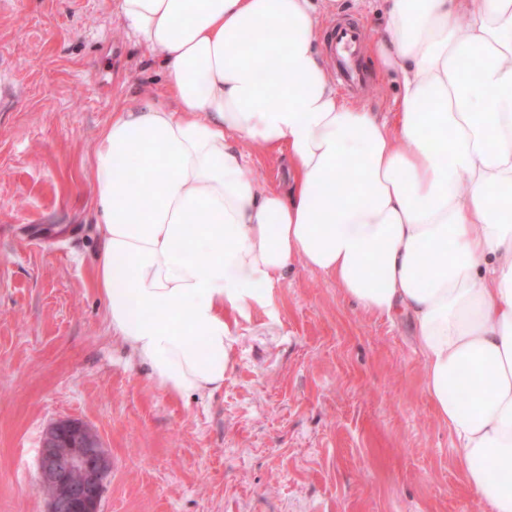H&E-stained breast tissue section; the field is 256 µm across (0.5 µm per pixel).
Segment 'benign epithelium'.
Listing matches in <instances>:
<instances>
[{"label":"benign epithelium","mask_w":512,"mask_h":512,"mask_svg":"<svg viewBox=\"0 0 512 512\" xmlns=\"http://www.w3.org/2000/svg\"><path fill=\"white\" fill-rule=\"evenodd\" d=\"M112 457L97 432L78 419H63L45 433L38 461V486L48 512H100Z\"/></svg>","instance_id":"obj_1"}]
</instances>
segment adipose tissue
Returning <instances> with one entry per match:
<instances>
[{
    "label": "adipose tissue",
    "instance_id": "obj_1",
    "mask_svg": "<svg viewBox=\"0 0 512 512\" xmlns=\"http://www.w3.org/2000/svg\"><path fill=\"white\" fill-rule=\"evenodd\" d=\"M335 0H120L165 93L114 109L91 158L92 280L169 395L211 394L237 315L295 263L404 313L423 389L487 512H512V0H383L392 115L343 102L320 50ZM251 33L267 40L242 51ZM287 151L289 194L240 142Z\"/></svg>",
    "mask_w": 512,
    "mask_h": 512
}]
</instances>
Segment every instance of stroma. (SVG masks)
Segmentation results:
<instances>
[{
	"label": "stroma",
	"mask_w": 512,
	"mask_h": 512,
	"mask_svg": "<svg viewBox=\"0 0 512 512\" xmlns=\"http://www.w3.org/2000/svg\"><path fill=\"white\" fill-rule=\"evenodd\" d=\"M384 30L378 0L336 21ZM343 100L393 108L369 47ZM164 75L118 0H0V512H45L43 434L76 418L114 461L102 512H485L422 385L406 315L364 313L297 264L234 332L221 391L175 398L115 338L92 285L91 153L116 104ZM246 170L288 191L286 154Z\"/></svg>",
	"instance_id": "obj_1"
}]
</instances>
